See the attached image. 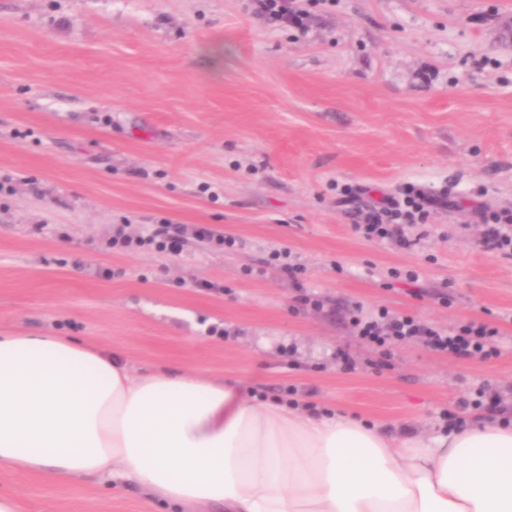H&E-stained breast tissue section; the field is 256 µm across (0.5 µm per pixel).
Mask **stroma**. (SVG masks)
Here are the masks:
<instances>
[{
    "label": "stroma",
    "mask_w": 512,
    "mask_h": 512,
    "mask_svg": "<svg viewBox=\"0 0 512 512\" xmlns=\"http://www.w3.org/2000/svg\"><path fill=\"white\" fill-rule=\"evenodd\" d=\"M300 4L301 30L254 0H0V329L395 435L470 417L480 388L511 419L512 256L481 246L474 210L512 211V0ZM410 186L450 204L405 226L409 246L356 231ZM163 224L180 254L109 245ZM276 249L300 282L266 265ZM408 269L417 283L392 281ZM382 307L496 324L500 354L365 345L353 314ZM0 493L21 512H166L100 478L0 469Z\"/></svg>",
    "instance_id": "1"
}]
</instances>
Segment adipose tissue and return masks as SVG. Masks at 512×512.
Instances as JSON below:
<instances>
[{"instance_id":"1","label":"adipose tissue","mask_w":512,"mask_h":512,"mask_svg":"<svg viewBox=\"0 0 512 512\" xmlns=\"http://www.w3.org/2000/svg\"><path fill=\"white\" fill-rule=\"evenodd\" d=\"M0 468L135 482L204 512H512V425L426 444L238 385L132 374L64 336L0 335Z\"/></svg>"}]
</instances>
